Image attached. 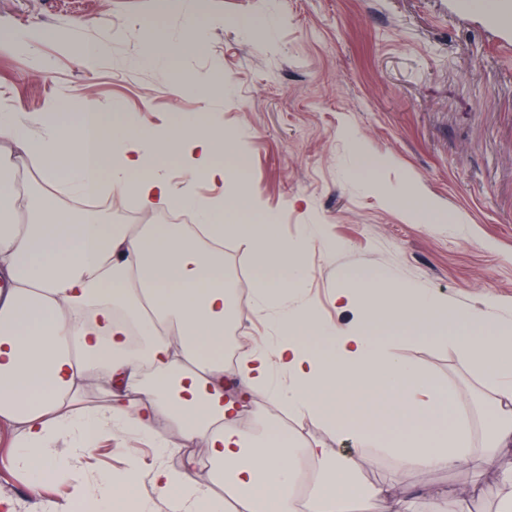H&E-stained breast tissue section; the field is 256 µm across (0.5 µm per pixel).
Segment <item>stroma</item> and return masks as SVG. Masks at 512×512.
<instances>
[{
  "label": "stroma",
  "mask_w": 512,
  "mask_h": 512,
  "mask_svg": "<svg viewBox=\"0 0 512 512\" xmlns=\"http://www.w3.org/2000/svg\"><path fill=\"white\" fill-rule=\"evenodd\" d=\"M198 0H0V115L48 112L50 104H107L114 121L162 132L184 118L233 135L243 169L223 181L188 174L180 161L163 172L179 195H253L280 238L305 241L320 229L335 246L307 251L298 295L328 325L350 326L338 289L353 276L392 274L447 301L477 310L478 323L442 332L397 331L391 350L429 378L466 394L480 420V447L495 422L484 411L494 390L453 347L450 336L512 327V28L496 6L473 0H208L201 51L161 69ZM103 45L92 61L76 44ZM224 269L243 315L230 325L248 350L274 332V317L249 312L256 276L250 252L224 241ZM277 423L281 434L365 461L363 484L410 490L414 512H448V492L471 489V512H498L512 493V452L472 455L462 468L425 472L379 448L356 447L315 418L253 396L236 422ZM0 430V497L13 512H51L64 494L47 483L31 495L29 474L10 461ZM151 461L138 433L123 446L99 443L74 461L77 475L122 474L130 457Z\"/></svg>",
  "instance_id": "1"
}]
</instances>
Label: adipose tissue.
I'll return each instance as SVG.
<instances>
[{
    "label": "adipose tissue",
    "instance_id": "ef3b65f1",
    "mask_svg": "<svg viewBox=\"0 0 512 512\" xmlns=\"http://www.w3.org/2000/svg\"><path fill=\"white\" fill-rule=\"evenodd\" d=\"M46 130L34 140L23 114L0 116V142L16 148L11 158L0 152V280L9 285L0 293V423L18 437L11 462L27 471L43 449H64L44 470L65 487L73 478L71 460L100 439L119 443L134 429L156 442L152 463L134 458L117 479L85 478L55 512H114L143 479L151 493L140 500V512H153L159 501L168 512H224L223 499L210 492L214 483L240 493L250 512H264L269 497L278 512H294L291 490L303 458L321 464L309 512H346L358 495L386 497L393 512H412L407 494L358 484L360 459L296 443L274 428L258 433L235 423L233 405L224 402V331L239 314L224 275L228 236L252 249L259 273L252 312L279 310L275 336L237 362L241 394L318 417L330 431L353 435L360 447L388 449L405 466L435 471L466 462L472 426L456 414L462 393L423 378L383 337L397 326L433 332L450 321L477 319V311L450 309L388 275L360 276L337 293L343 306L361 304L356 322L328 327L309 309L288 305L289 293L301 289L308 242L274 238L271 221H253L249 198H182L197 214L194 225L111 224L93 209L74 219L56 205L114 184L145 210L168 208L176 201L173 187L145 158H177L190 173L220 181L240 163L231 139L181 124L160 134L118 124L100 104L58 116ZM31 166L42 186L22 198L14 180ZM20 212L27 220H17ZM380 298L392 301L383 316L372 310ZM451 344L497 381L488 407L497 425L487 453L512 452V328L491 336L464 333ZM100 381L104 404L80 410L85 392ZM379 397L401 408L384 434L357 427L350 413ZM162 415L174 427L159 441L155 421ZM187 441L207 448L210 482L191 467L166 464Z\"/></svg>",
    "mask_w": 512,
    "mask_h": 512
}]
</instances>
